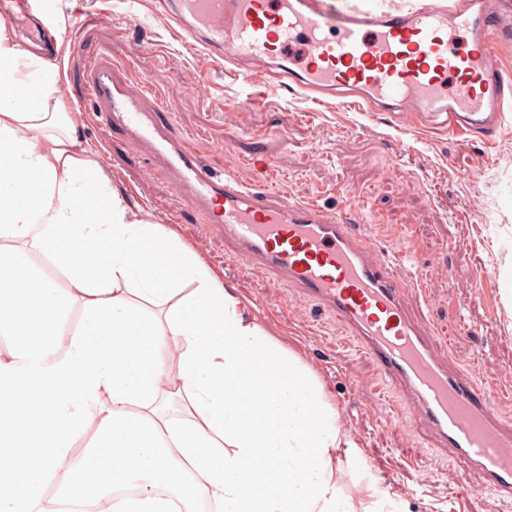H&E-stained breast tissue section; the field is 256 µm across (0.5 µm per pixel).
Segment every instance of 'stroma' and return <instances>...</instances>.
I'll return each mask as SVG.
<instances>
[{
	"label": "stroma",
	"mask_w": 512,
	"mask_h": 512,
	"mask_svg": "<svg viewBox=\"0 0 512 512\" xmlns=\"http://www.w3.org/2000/svg\"><path fill=\"white\" fill-rule=\"evenodd\" d=\"M153 0H44L37 18L57 36L60 97L81 112L98 162L144 219L174 232L224 284L234 287L263 332L305 363L339 413V424L391 476L385 485L408 512H512L477 482L466 464L432 457L435 440L410 419L393 418L374 362L336 316L296 288L234 256L217 228L179 208L153 159L96 113L82 111L84 73L108 47L119 78L146 76L148 107L163 112L170 135L204 169L231 171L253 184L261 158L289 200L333 210L340 192L359 200L357 220L380 248L404 254L411 312H424L448 367L491 390V407L512 422V126L491 143L449 129L412 125L384 112H361L332 99L273 95L248 86L233 64L188 48L180 28L158 24ZM413 191H406V184ZM482 205L472 209L474 195Z\"/></svg>",
	"instance_id": "1"
}]
</instances>
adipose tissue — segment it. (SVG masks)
I'll return each mask as SVG.
<instances>
[{"label":"adipose tissue","instance_id":"adipose-tissue-1","mask_svg":"<svg viewBox=\"0 0 512 512\" xmlns=\"http://www.w3.org/2000/svg\"><path fill=\"white\" fill-rule=\"evenodd\" d=\"M59 80L0 24V512H405L371 472L344 492L361 451L318 378L138 218Z\"/></svg>","mask_w":512,"mask_h":512}]
</instances>
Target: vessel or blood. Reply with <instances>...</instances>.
Masks as SVG:
<instances>
[{
	"label": "vessel or blood",
	"mask_w": 512,
	"mask_h": 512,
	"mask_svg": "<svg viewBox=\"0 0 512 512\" xmlns=\"http://www.w3.org/2000/svg\"><path fill=\"white\" fill-rule=\"evenodd\" d=\"M154 16L173 21L187 43L241 65L245 83L264 70L271 90L352 98L373 112H405L492 140L512 112V70L495 64L512 43V0H419L409 10L338 7L335 0H161ZM93 112L163 167L178 201L205 215L233 247L338 317L381 381L401 395L468 473L512 501V425L493 412L470 374L452 371L429 328L412 315L396 254L373 243L352 217L293 202L266 184L203 169L171 139L144 92L117 78L103 51L86 70Z\"/></svg>",
	"instance_id": "1"
}]
</instances>
